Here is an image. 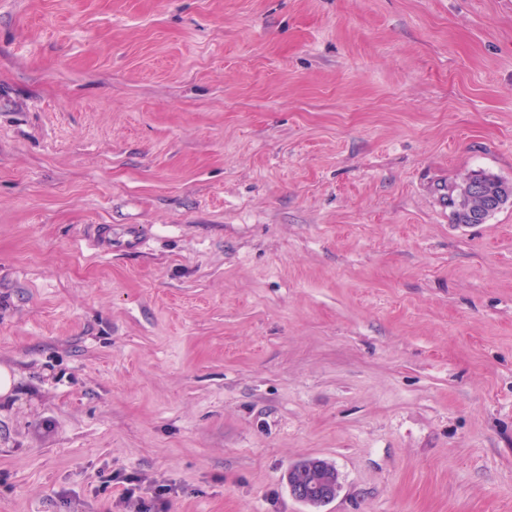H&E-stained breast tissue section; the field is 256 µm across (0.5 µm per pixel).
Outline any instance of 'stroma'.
<instances>
[{
    "label": "stroma",
    "mask_w": 512,
    "mask_h": 512,
    "mask_svg": "<svg viewBox=\"0 0 512 512\" xmlns=\"http://www.w3.org/2000/svg\"><path fill=\"white\" fill-rule=\"evenodd\" d=\"M477 173L512 0H0V512H512V204L440 199ZM468 177L458 183L450 193L459 203L468 224H482L505 204L512 203L510 193L507 197L488 195L478 181ZM288 486L298 501L321 506L336 497L340 489L339 475L327 459L310 458L290 468Z\"/></svg>",
    "instance_id": "obj_1"
}]
</instances>
